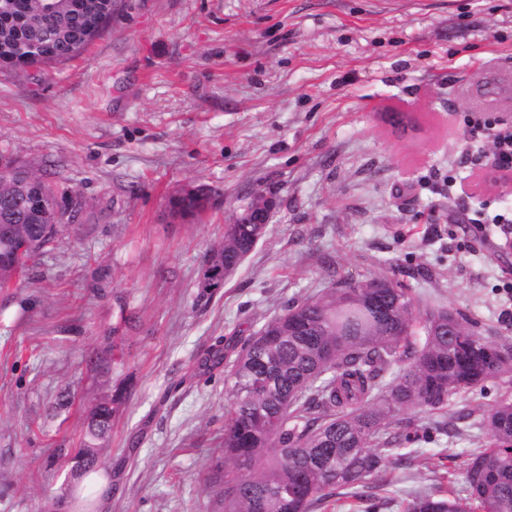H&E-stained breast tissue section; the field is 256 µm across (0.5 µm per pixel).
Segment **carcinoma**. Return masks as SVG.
I'll return each mask as SVG.
<instances>
[{"label": "carcinoma", "mask_w": 512, "mask_h": 512, "mask_svg": "<svg viewBox=\"0 0 512 512\" xmlns=\"http://www.w3.org/2000/svg\"><path fill=\"white\" fill-rule=\"evenodd\" d=\"M118 0H0V57L33 63L72 59L97 37ZM195 221L196 192L172 196ZM55 185L26 175L0 155V288H8L70 228L55 223ZM256 247L239 224L209 250L206 263L239 267ZM382 281L340 279L319 294L285 304L240 341L234 359L213 349L204 367L225 365L224 512H317L338 489L355 512H375L367 492L385 467L403 466L414 449L399 419L405 408L441 410L448 401L512 373L497 353L507 338L478 336L466 317L439 309L415 314L411 289L364 287ZM122 393L94 398L80 446L105 448L112 405ZM485 446L461 472L466 496L440 485L408 502L406 512H512V400L480 412Z\"/></svg>", "instance_id": "1"}]
</instances>
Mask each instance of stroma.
<instances>
[{"mask_svg":"<svg viewBox=\"0 0 512 512\" xmlns=\"http://www.w3.org/2000/svg\"><path fill=\"white\" fill-rule=\"evenodd\" d=\"M512 0H122L77 58L0 69V153L79 197L78 230L0 288V512H78L75 448L94 397L129 388L112 416L95 512H223L224 369L201 370L294 299L378 274L423 313L457 310L512 337V222L479 224L467 117L506 119ZM403 111L418 129L385 119ZM182 185L216 200L170 222ZM269 233L211 299L212 244L254 194ZM101 354L112 374L92 372ZM512 399V378L409 410L421 426ZM483 432L417 437L420 455L377 479L379 512H405L460 473Z\"/></svg>","mask_w":512,"mask_h":512,"instance_id":"1","label":"stroma"}]
</instances>
